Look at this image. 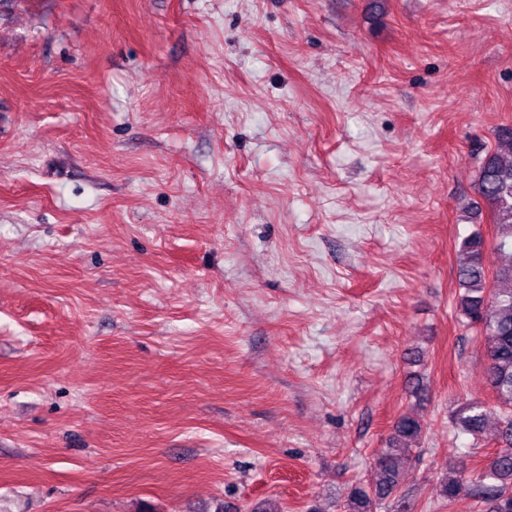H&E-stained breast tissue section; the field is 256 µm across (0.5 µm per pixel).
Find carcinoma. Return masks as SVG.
Instances as JSON below:
<instances>
[{"instance_id":"1","label":"carcinoma","mask_w":512,"mask_h":512,"mask_svg":"<svg viewBox=\"0 0 512 512\" xmlns=\"http://www.w3.org/2000/svg\"><path fill=\"white\" fill-rule=\"evenodd\" d=\"M495 148L486 153L478 169L477 189L491 209L495 226V271L483 262L485 240L480 233L464 238L457 251L459 321L479 329L485 337L484 374L498 410L478 400L460 403L452 412L454 426L477 439L489 416L501 419L500 436L508 451L497 453L475 474L461 470L440 481L443 501L461 495L473 497L482 512H512V126L494 131ZM422 424L410 413L400 415L385 448L373 459L376 480L352 483L338 503V512H408L401 492L403 465L411 446L420 444Z\"/></svg>"}]
</instances>
